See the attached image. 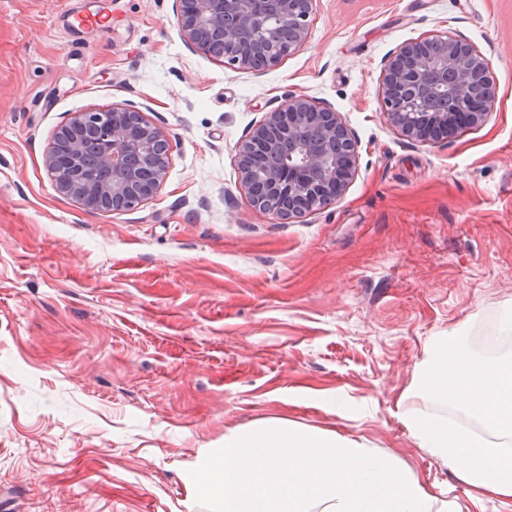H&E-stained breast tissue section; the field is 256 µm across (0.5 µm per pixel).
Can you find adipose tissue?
<instances>
[{
    "label": "adipose tissue",
    "instance_id": "adipose-tissue-1",
    "mask_svg": "<svg viewBox=\"0 0 512 512\" xmlns=\"http://www.w3.org/2000/svg\"><path fill=\"white\" fill-rule=\"evenodd\" d=\"M423 387L461 406L485 427L486 436L420 408L401 416L420 447L449 463L469 486L512 502V358L477 361L456 337L435 340L423 364Z\"/></svg>",
    "mask_w": 512,
    "mask_h": 512
}]
</instances>
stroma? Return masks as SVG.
<instances>
[{
  "instance_id": "stroma-1",
  "label": "stroma",
  "mask_w": 512,
  "mask_h": 512,
  "mask_svg": "<svg viewBox=\"0 0 512 512\" xmlns=\"http://www.w3.org/2000/svg\"><path fill=\"white\" fill-rule=\"evenodd\" d=\"M174 0H0V512H206L184 473L270 418L363 442L462 512L512 505L417 446L399 408L428 341L487 359L512 308V0H314L303 47L262 72L181 39ZM108 15V31L75 16ZM489 60L488 120L426 143L380 100L403 43ZM303 94L358 140L354 177L282 224L235 146ZM131 103L169 136L160 191L96 212L45 166L76 112ZM334 399L327 409L326 399Z\"/></svg>"
}]
</instances>
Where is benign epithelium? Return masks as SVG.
I'll use <instances>...</instances> for the list:
<instances>
[{
	"label": "benign epithelium",
	"mask_w": 512,
	"mask_h": 512,
	"mask_svg": "<svg viewBox=\"0 0 512 512\" xmlns=\"http://www.w3.org/2000/svg\"><path fill=\"white\" fill-rule=\"evenodd\" d=\"M314 0H175L182 40L212 59L264 71L307 40ZM497 99L487 58L463 38L404 43L384 64L382 107L403 136H450L454 119L485 123ZM171 145L135 106L76 112L56 132L45 165L60 193L84 208L129 211L164 182ZM251 204L281 223L335 202L353 177L358 143L339 114L305 95L267 112L236 146Z\"/></svg>",
	"instance_id": "benign-epithelium-1"
}]
</instances>
